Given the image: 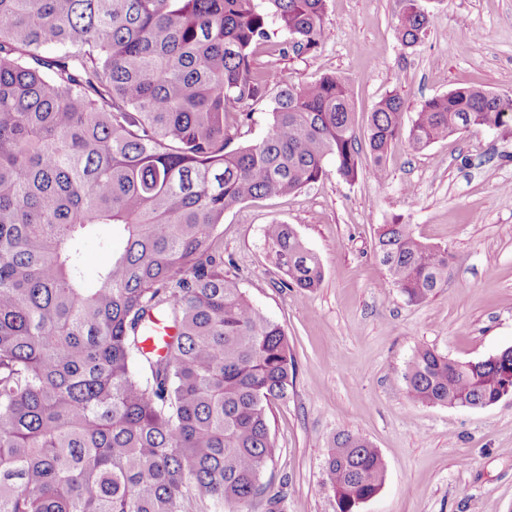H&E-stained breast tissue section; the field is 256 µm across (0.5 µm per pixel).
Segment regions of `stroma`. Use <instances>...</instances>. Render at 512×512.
<instances>
[{
  "instance_id": "stroma-1",
  "label": "stroma",
  "mask_w": 512,
  "mask_h": 512,
  "mask_svg": "<svg viewBox=\"0 0 512 512\" xmlns=\"http://www.w3.org/2000/svg\"><path fill=\"white\" fill-rule=\"evenodd\" d=\"M430 25L415 47L397 38L400 0H327L314 54L259 49L269 93L325 75L350 84L356 134L389 93L412 120L426 98L473 85L512 95V0H418ZM355 182L335 171L287 196L245 202L215 230L248 299L285 331L296 378L268 409L277 446L263 483L282 512H336L327 448L343 430L385 463L380 493L359 512H512V398L462 410L412 402L403 379L416 351L480 360L512 347V126L391 147L382 178L369 153ZM412 225L448 249V283L425 302L389 284L380 225ZM291 225L319 259L320 288H283L267 224Z\"/></svg>"
}]
</instances>
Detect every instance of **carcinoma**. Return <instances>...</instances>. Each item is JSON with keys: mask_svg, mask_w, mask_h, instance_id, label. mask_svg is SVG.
Here are the masks:
<instances>
[{"mask_svg": "<svg viewBox=\"0 0 512 512\" xmlns=\"http://www.w3.org/2000/svg\"><path fill=\"white\" fill-rule=\"evenodd\" d=\"M326 0H0V512H249L276 448L267 410L293 387L281 326L224 271L213 230L249 200L353 182L361 145L349 86L333 75L271 101L270 131L235 145L267 100L257 49L321 43ZM429 16L406 0L401 44ZM381 98L368 119L372 173L403 133L416 149L512 125V96L460 86ZM124 249L90 286L86 242ZM265 238L284 288L324 271L289 224ZM375 250L411 303L448 283L452 256L411 225ZM175 330L144 350L151 317ZM404 380L426 406L484 408L512 394V347L477 361L418 349ZM378 449L336 434L325 459L336 512L381 491Z\"/></svg>", "mask_w": 512, "mask_h": 512, "instance_id": "obj_1", "label": "carcinoma"}]
</instances>
